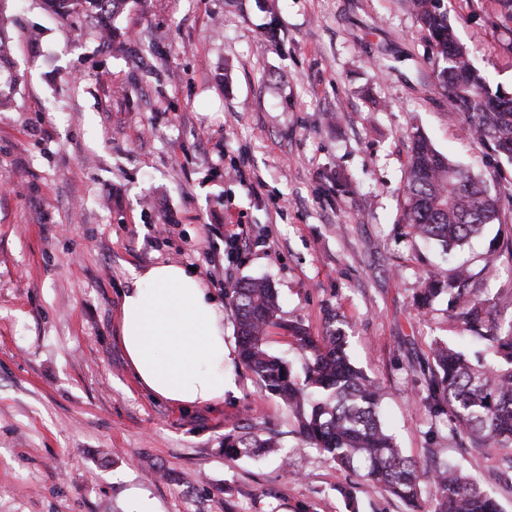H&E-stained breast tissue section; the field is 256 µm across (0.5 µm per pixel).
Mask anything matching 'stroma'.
Wrapping results in <instances>:
<instances>
[{
    "label": "stroma",
    "instance_id": "stroma-1",
    "mask_svg": "<svg viewBox=\"0 0 512 512\" xmlns=\"http://www.w3.org/2000/svg\"><path fill=\"white\" fill-rule=\"evenodd\" d=\"M130 0L120 48L97 22L8 0L16 106L0 112V512H410L379 485L300 448L298 422L239 360L223 403L152 397L117 335L134 271L196 268L221 304L269 279L283 320L321 335L335 313L349 354L387 397L406 456L449 461L512 512L505 448L466 447L415 385L434 342L473 344L448 300L419 313L429 271L501 254L488 288L512 291V197L501 221L449 252L404 222L411 135L475 175L512 161L466 140L431 74L407 0ZM476 66L512 88V23L497 0H447ZM246 246L229 253L227 231ZM273 457L230 459L241 427ZM352 498H345L344 489ZM276 454L281 457L285 473L289 467L288 451L280 448L275 436L261 438L251 432L244 431L237 435L229 434L224 438V455L229 458Z\"/></svg>",
    "mask_w": 512,
    "mask_h": 512
}]
</instances>
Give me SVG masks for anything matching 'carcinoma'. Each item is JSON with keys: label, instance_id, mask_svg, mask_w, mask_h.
I'll return each mask as SVG.
<instances>
[{"label": "carcinoma", "instance_id": "carcinoma-1", "mask_svg": "<svg viewBox=\"0 0 512 512\" xmlns=\"http://www.w3.org/2000/svg\"><path fill=\"white\" fill-rule=\"evenodd\" d=\"M0 0V110L13 105V62L8 52L9 16ZM62 15L97 19L112 42L125 36L114 24L128 0H46ZM422 34L429 42L435 84L448 95L468 139L487 145L512 160V95L480 69L469 49L457 40L444 0H412ZM412 148L403 190L405 222L414 233L443 250L462 246L500 221V193L488 182L497 171L476 177L440 154L419 130ZM448 294V317L472 333L496 360L470 359L443 342L431 349L432 363L423 374L422 402L429 415L453 422L451 431L471 448L512 447V321L497 314L512 309V293L488 296L485 283L460 268L428 276L418 295L426 312L441 293ZM240 361L262 389L279 399L298 419L300 441L318 449L343 470L379 484L413 509L422 489L430 491V512H501L495 496L449 462L424 465L401 453L379 416L383 388L354 365L347 353L348 336L328 315L323 335L313 336L300 322L281 321L272 284L250 279L231 290ZM283 329L302 352L304 377L289 362L268 352L265 337ZM276 454L289 467L288 452L274 436L248 431L224 437V456L239 458Z\"/></svg>", "mask_w": 512, "mask_h": 512}]
</instances>
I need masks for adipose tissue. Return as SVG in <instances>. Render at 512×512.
<instances>
[{"instance_id":"obj_1","label":"adipose tissue","mask_w":512,"mask_h":512,"mask_svg":"<svg viewBox=\"0 0 512 512\" xmlns=\"http://www.w3.org/2000/svg\"><path fill=\"white\" fill-rule=\"evenodd\" d=\"M135 278L122 298L119 338L137 381L181 408L223 402L231 385L223 306L197 273L180 265H154Z\"/></svg>"}]
</instances>
